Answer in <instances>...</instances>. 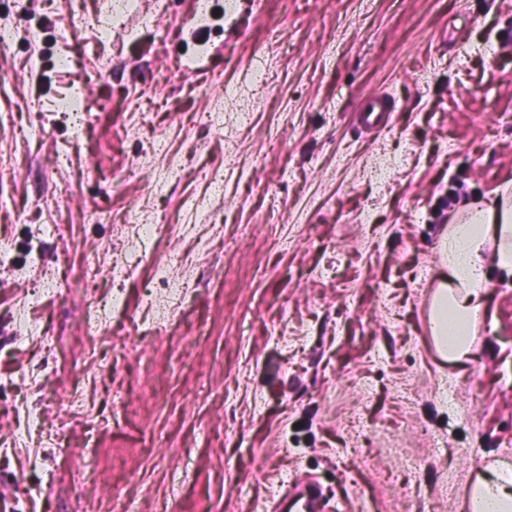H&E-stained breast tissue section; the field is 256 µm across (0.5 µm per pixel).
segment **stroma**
<instances>
[{
	"instance_id": "stroma-1",
	"label": "stroma",
	"mask_w": 512,
	"mask_h": 512,
	"mask_svg": "<svg viewBox=\"0 0 512 512\" xmlns=\"http://www.w3.org/2000/svg\"><path fill=\"white\" fill-rule=\"evenodd\" d=\"M236 3L196 79L190 0H140L105 38L101 0H0V512H272L300 485L328 512H470L466 486L512 466V277L487 266L469 359L439 356L424 307L442 234L512 187V0ZM133 215L141 277L186 296L159 332L126 283L83 335ZM65 253L96 256V290L34 295Z\"/></svg>"
}]
</instances>
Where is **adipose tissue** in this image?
<instances>
[{
  "mask_svg": "<svg viewBox=\"0 0 512 512\" xmlns=\"http://www.w3.org/2000/svg\"><path fill=\"white\" fill-rule=\"evenodd\" d=\"M441 281L428 314L429 332L449 359L467 358L484 311L487 263L512 275V195L471 207L440 241ZM471 512H512V467L492 462L470 488Z\"/></svg>",
  "mask_w": 512,
  "mask_h": 512,
  "instance_id": "obj_1",
  "label": "adipose tissue"
}]
</instances>
